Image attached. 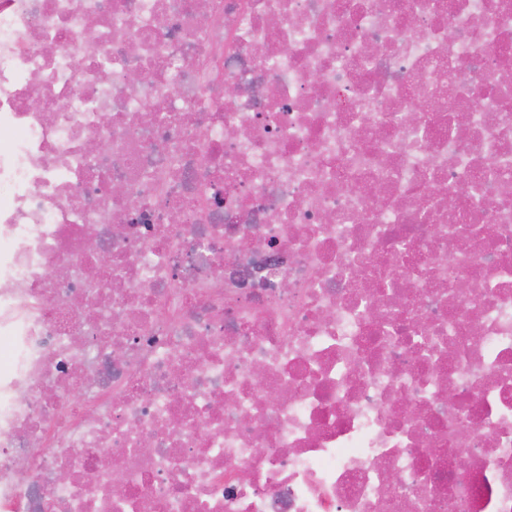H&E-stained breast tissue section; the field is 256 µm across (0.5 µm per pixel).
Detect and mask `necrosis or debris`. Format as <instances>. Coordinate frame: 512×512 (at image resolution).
I'll return each instance as SVG.
<instances>
[{"instance_id": "4bbe7bcc", "label": "necrosis or debris", "mask_w": 512, "mask_h": 512, "mask_svg": "<svg viewBox=\"0 0 512 512\" xmlns=\"http://www.w3.org/2000/svg\"><path fill=\"white\" fill-rule=\"evenodd\" d=\"M0 336V512H512V0H0Z\"/></svg>"}]
</instances>
